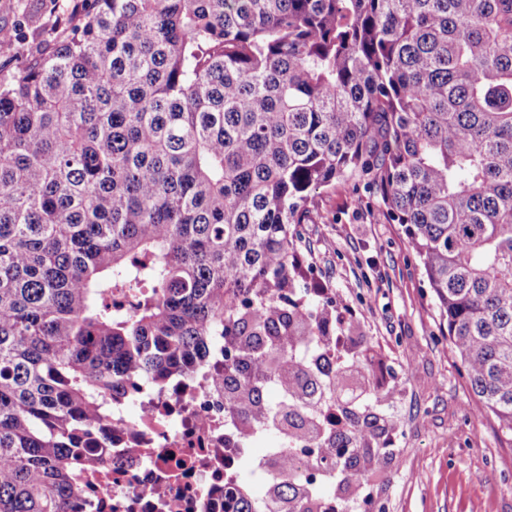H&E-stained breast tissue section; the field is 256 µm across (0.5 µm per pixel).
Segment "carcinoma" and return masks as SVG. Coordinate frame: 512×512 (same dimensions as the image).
I'll return each mask as SVG.
<instances>
[{
	"instance_id": "1",
	"label": "carcinoma",
	"mask_w": 512,
	"mask_h": 512,
	"mask_svg": "<svg viewBox=\"0 0 512 512\" xmlns=\"http://www.w3.org/2000/svg\"><path fill=\"white\" fill-rule=\"evenodd\" d=\"M94 2L0 80V512H64L128 382L191 374L213 336L246 419L369 447L372 360L354 392L290 356L336 332L292 225L359 168L512 435V0ZM321 397L353 422L334 441Z\"/></svg>"
}]
</instances>
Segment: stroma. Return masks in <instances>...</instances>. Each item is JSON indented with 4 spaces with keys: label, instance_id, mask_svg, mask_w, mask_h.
Returning <instances> with one entry per match:
<instances>
[{
    "label": "stroma",
    "instance_id": "stroma-1",
    "mask_svg": "<svg viewBox=\"0 0 512 512\" xmlns=\"http://www.w3.org/2000/svg\"><path fill=\"white\" fill-rule=\"evenodd\" d=\"M90 9L89 0H0V28L15 37L0 79L50 54ZM313 205V223L296 227L307 283L327 286L392 395L394 444L365 479L384 512H512V442L468 386L404 226L381 215L365 173L320 188Z\"/></svg>",
    "mask_w": 512,
    "mask_h": 512
}]
</instances>
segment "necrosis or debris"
<instances>
[{"mask_svg":"<svg viewBox=\"0 0 512 512\" xmlns=\"http://www.w3.org/2000/svg\"><path fill=\"white\" fill-rule=\"evenodd\" d=\"M224 339L212 337L195 374L158 389L137 380L112 406V449L97 454L93 478L71 499L83 512H275L263 488L274 460H287L308 487L318 489L311 512H336L322 494L329 466L323 451L277 438L266 423L244 425L224 404Z\"/></svg>","mask_w":512,"mask_h":512,"instance_id":"4bbe7bcc","label":"necrosis or debris"}]
</instances>
